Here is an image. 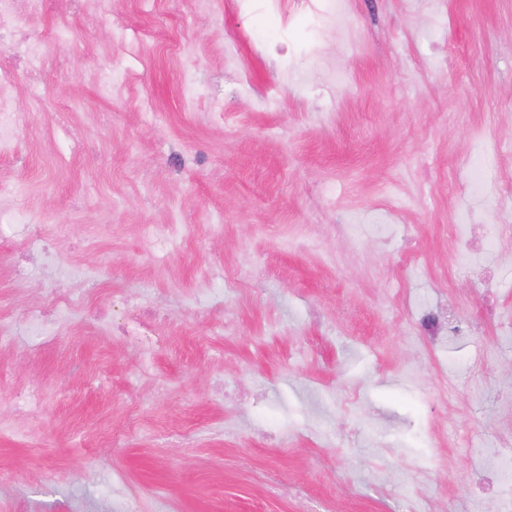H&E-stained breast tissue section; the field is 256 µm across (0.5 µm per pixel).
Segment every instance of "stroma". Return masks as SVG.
<instances>
[{"mask_svg":"<svg viewBox=\"0 0 512 512\" xmlns=\"http://www.w3.org/2000/svg\"><path fill=\"white\" fill-rule=\"evenodd\" d=\"M328 3L113 0L105 21L54 0L31 22L69 34L46 104L17 87L0 177L69 274L0 247V316L85 302L0 352V512H473L485 446L512 441L487 315L512 309V236L490 285L450 228L512 222V0ZM484 131L490 199L464 187ZM145 224L190 231L158 256ZM44 304L27 318L26 328L45 336L59 335L68 329L67 316L83 304V297L60 289L50 290L44 297Z\"/></svg>","mask_w":512,"mask_h":512,"instance_id":"obj_1","label":"stroma"}]
</instances>
